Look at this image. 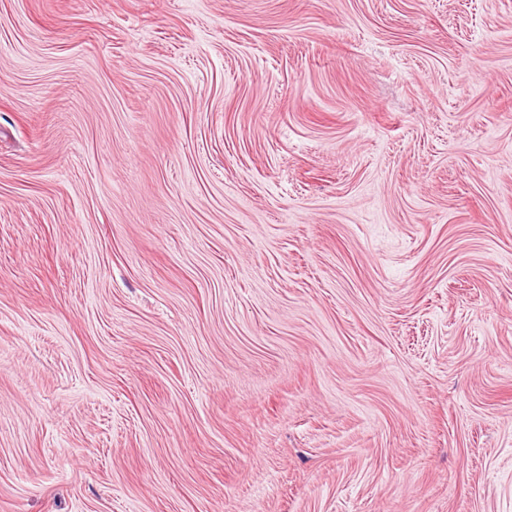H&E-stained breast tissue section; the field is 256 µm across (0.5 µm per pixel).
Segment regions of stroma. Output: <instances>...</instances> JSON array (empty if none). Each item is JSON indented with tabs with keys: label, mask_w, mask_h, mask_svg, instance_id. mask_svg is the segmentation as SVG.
Returning <instances> with one entry per match:
<instances>
[{
	"label": "stroma",
	"mask_w": 512,
	"mask_h": 512,
	"mask_svg": "<svg viewBox=\"0 0 512 512\" xmlns=\"http://www.w3.org/2000/svg\"><path fill=\"white\" fill-rule=\"evenodd\" d=\"M0 512H512V0H0Z\"/></svg>",
	"instance_id": "obj_1"
}]
</instances>
